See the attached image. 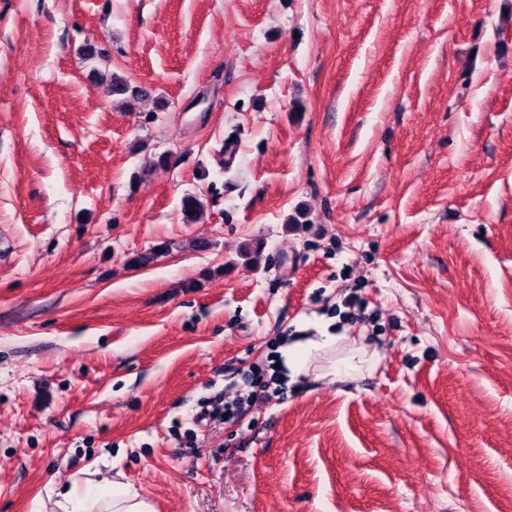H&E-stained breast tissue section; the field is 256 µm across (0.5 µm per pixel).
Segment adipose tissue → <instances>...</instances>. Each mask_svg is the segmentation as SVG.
Listing matches in <instances>:
<instances>
[{
  "mask_svg": "<svg viewBox=\"0 0 512 512\" xmlns=\"http://www.w3.org/2000/svg\"><path fill=\"white\" fill-rule=\"evenodd\" d=\"M339 340L329 322L313 325L312 336L304 341L284 344L282 363L290 377L307 374L314 353L332 348ZM31 512H155L153 504L120 481L102 479L97 482L76 480L51 489L46 497L36 498Z\"/></svg>",
  "mask_w": 512,
  "mask_h": 512,
  "instance_id": "obj_1",
  "label": "adipose tissue"
}]
</instances>
